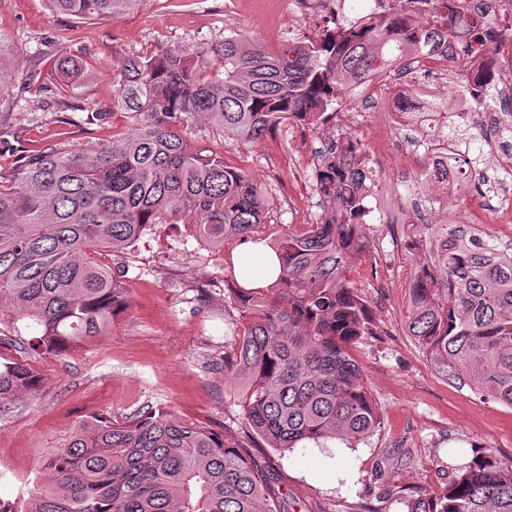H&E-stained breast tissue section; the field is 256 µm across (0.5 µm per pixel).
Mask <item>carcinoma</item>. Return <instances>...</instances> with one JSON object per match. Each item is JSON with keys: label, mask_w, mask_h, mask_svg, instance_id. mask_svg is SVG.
<instances>
[{"label": "carcinoma", "mask_w": 512, "mask_h": 512, "mask_svg": "<svg viewBox=\"0 0 512 512\" xmlns=\"http://www.w3.org/2000/svg\"><path fill=\"white\" fill-rule=\"evenodd\" d=\"M385 18L326 30L278 53L237 35L213 51L214 71L186 50L129 55L112 106L128 113L127 132L92 149L21 156L0 176V314L29 321L33 350L63 351L98 338L128 302L104 259L153 224H188L210 247L230 235L263 242L265 191L242 169L184 135L202 118L242 143L281 125L325 122L370 87L373 76L407 71L405 53L448 51V19L428 11L409 23L413 2ZM140 0H47L54 12L95 20L133 11ZM448 132L431 140L448 165L425 166L439 187L477 172L475 133L439 117ZM20 141L0 123V152ZM361 142L340 136L322 153L316 189L322 213L273 241L279 264L265 288L231 289L238 311L224 376L241 384L246 427L270 447L291 451L328 439L371 435L381 418L350 348L374 334L366 300L347 278V261L370 246L365 226L375 183ZM430 265L409 283L406 320L443 376L512 406V249L474 225H424ZM40 377L17 359L0 361V404L37 391ZM40 482L0 512H281L268 493L269 470L224 433L148 409L122 421L92 416L38 451ZM408 512H512V464L486 449L454 468L443 492L408 501Z\"/></svg>", "instance_id": "1"}]
</instances>
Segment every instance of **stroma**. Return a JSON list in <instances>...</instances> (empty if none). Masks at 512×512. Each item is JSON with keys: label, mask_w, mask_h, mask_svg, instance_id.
<instances>
[{"label": "stroma", "mask_w": 512, "mask_h": 512, "mask_svg": "<svg viewBox=\"0 0 512 512\" xmlns=\"http://www.w3.org/2000/svg\"><path fill=\"white\" fill-rule=\"evenodd\" d=\"M288 2L142 0L123 16L78 20L52 12L46 0H0V34L12 46L5 63L14 75L0 110L28 149L100 146L129 125L112 108L120 58L187 49L208 71L212 47L229 34L274 51L318 39L327 22L356 23L374 6L373 0H344L340 12L319 10L292 24ZM63 54L81 67L70 82L55 67ZM383 110V99L366 93L328 123L284 125L255 144L225 138L203 120L189 130L199 145L222 154L265 190L263 235L270 241L321 214L311 159L324 145L353 134L372 156L380 173L369 199L372 245L350 259L349 276L375 323L374 335L352 355L380 412V428L357 442L333 439L291 452L245 435L240 396L224 378L223 361L238 316L224 299L225 289L236 285L224 259L241 241L229 238L219 250L196 241L186 225L155 224L106 259L121 274L128 306L105 336L57 355H35L27 349L35 327L0 324V356L25 361L40 375L36 394L0 406V498H27L39 448L76 421L94 414L120 420L151 407L224 432L269 461L288 512H407L410 499L440 493L449 468L470 462L479 450L495 449L499 460L512 462V406L481 399L468 385L441 376L405 327L410 274L426 258L396 236L391 216L418 197L433 201V223L454 224L459 207L420 178L425 161L411 146L422 128L398 133L401 152L380 147L373 129ZM497 112L503 158L488 154L483 163L488 174L502 176L503 159L512 155V105H498ZM507 193L512 178H503L495 194L471 199L486 233L504 245L512 238L497 224L496 210Z\"/></svg>", "instance_id": "obj_1"}]
</instances>
